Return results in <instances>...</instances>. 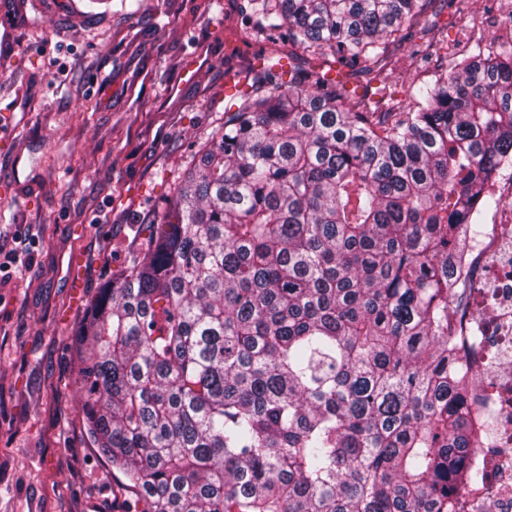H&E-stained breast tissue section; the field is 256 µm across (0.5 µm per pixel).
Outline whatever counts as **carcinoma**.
Instances as JSON below:
<instances>
[{
	"instance_id": "cac0c4a2",
	"label": "carcinoma",
	"mask_w": 512,
	"mask_h": 512,
	"mask_svg": "<svg viewBox=\"0 0 512 512\" xmlns=\"http://www.w3.org/2000/svg\"><path fill=\"white\" fill-rule=\"evenodd\" d=\"M431 0H247L266 41L392 100ZM75 332L82 423L124 512H495V442L448 334L463 243L512 164V44L406 106L260 58Z\"/></svg>"
}]
</instances>
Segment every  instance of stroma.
Here are the masks:
<instances>
[{
	"label": "stroma",
	"instance_id": "stroma-1",
	"mask_svg": "<svg viewBox=\"0 0 512 512\" xmlns=\"http://www.w3.org/2000/svg\"><path fill=\"white\" fill-rule=\"evenodd\" d=\"M0 0V109L21 138L0 143V233L29 242L30 268L0 274V512H112V466L89 447L74 385L73 333L160 211L193 144L224 115L229 74L270 53L244 0ZM512 0L426 14L449 64L512 42ZM419 30L389 44L388 82L408 100Z\"/></svg>",
	"mask_w": 512,
	"mask_h": 512
}]
</instances>
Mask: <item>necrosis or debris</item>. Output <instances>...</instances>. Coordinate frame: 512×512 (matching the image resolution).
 I'll return each mask as SVG.
<instances>
[{
  "instance_id": "4bbe7bcc",
  "label": "necrosis or debris",
  "mask_w": 512,
  "mask_h": 512,
  "mask_svg": "<svg viewBox=\"0 0 512 512\" xmlns=\"http://www.w3.org/2000/svg\"><path fill=\"white\" fill-rule=\"evenodd\" d=\"M457 273L465 284L449 320L475 378L472 396L496 446L475 449L484 473L471 502L490 498L512 512V225L496 223L465 249Z\"/></svg>"
}]
</instances>
